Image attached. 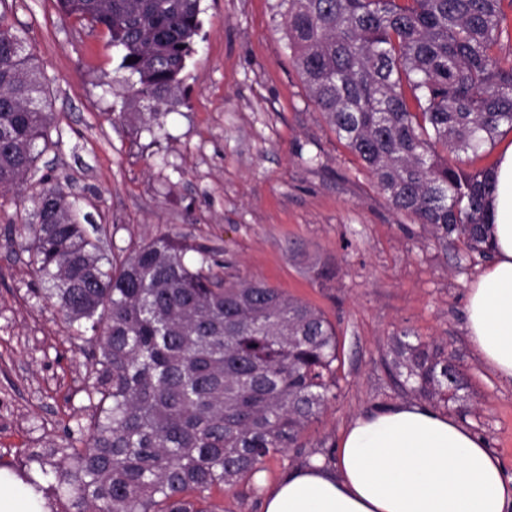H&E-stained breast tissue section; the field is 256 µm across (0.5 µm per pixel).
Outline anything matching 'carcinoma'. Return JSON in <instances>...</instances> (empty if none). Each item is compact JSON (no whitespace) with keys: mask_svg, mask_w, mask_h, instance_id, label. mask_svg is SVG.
I'll return each mask as SVG.
<instances>
[{"mask_svg":"<svg viewBox=\"0 0 512 512\" xmlns=\"http://www.w3.org/2000/svg\"><path fill=\"white\" fill-rule=\"evenodd\" d=\"M202 0H57L62 14L102 27L117 71L149 119L167 111L195 51ZM294 66L337 135L365 164L388 203L433 232L466 240L485 258L493 168L462 156L512 129V0H279ZM131 63H126V60ZM43 85L24 40L0 11V193L51 144ZM447 156H442L440 150ZM22 226L47 298L91 347L85 387L94 412L65 432L67 463L42 474L53 451L26 456L25 483L70 512H231L205 506L213 489L257 494L268 460L302 454L303 431L336 398L338 342L324 313L255 277L223 278L213 248L169 234L118 259L89 237L63 186L49 179ZM193 262L186 261L188 254ZM395 364L433 403L448 376L440 348L408 333ZM80 436L84 447L72 444Z\"/></svg>","mask_w":512,"mask_h":512,"instance_id":"obj_1","label":"carcinoma"}]
</instances>
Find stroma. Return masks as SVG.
Returning <instances> with one entry per match:
<instances>
[{
  "label": "stroma",
  "mask_w": 512,
  "mask_h": 512,
  "mask_svg": "<svg viewBox=\"0 0 512 512\" xmlns=\"http://www.w3.org/2000/svg\"><path fill=\"white\" fill-rule=\"evenodd\" d=\"M197 52L156 134L115 80L104 29L56 0H0L45 79L55 147L0 198V231L32 219L37 179H59L116 255L172 232L213 247L233 280L253 276L324 312L336 328L339 388L303 459H331L360 413L414 400L398 385L394 336L444 349L467 385L446 410L487 439L512 478V383L466 336L467 292L487 267L464 239L397 213L311 101L279 0H202ZM334 276L321 282L317 273ZM22 245L0 248V468L62 442L87 420L91 363L43 298Z\"/></svg>",
  "instance_id": "1"
}]
</instances>
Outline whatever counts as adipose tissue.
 Returning <instances> with one entry per match:
<instances>
[{
    "label": "adipose tissue",
    "instance_id": "adipose-tissue-1",
    "mask_svg": "<svg viewBox=\"0 0 512 512\" xmlns=\"http://www.w3.org/2000/svg\"><path fill=\"white\" fill-rule=\"evenodd\" d=\"M493 260L467 296L472 348L512 382V141L495 165ZM262 512H512V481L487 442L456 417L419 402L357 416L337 455L258 477ZM30 487L0 472V512H44Z\"/></svg>",
    "mask_w": 512,
    "mask_h": 512
}]
</instances>
